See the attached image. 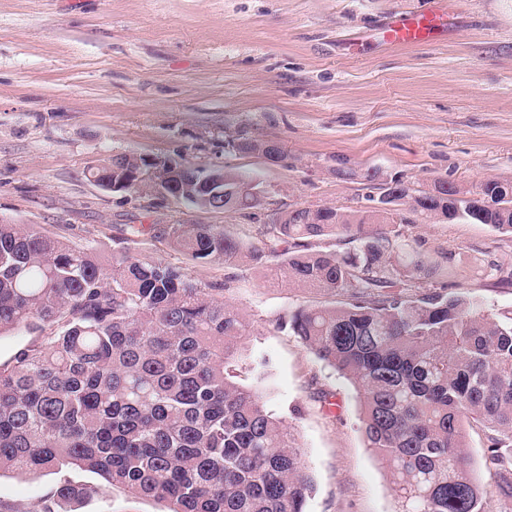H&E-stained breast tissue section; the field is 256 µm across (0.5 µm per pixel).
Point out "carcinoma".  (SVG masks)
<instances>
[{
    "instance_id": "obj_1",
    "label": "carcinoma",
    "mask_w": 512,
    "mask_h": 512,
    "mask_svg": "<svg viewBox=\"0 0 512 512\" xmlns=\"http://www.w3.org/2000/svg\"><path fill=\"white\" fill-rule=\"evenodd\" d=\"M226 146L284 159L264 142ZM141 164L116 155L98 180L134 192ZM175 165L178 178L151 190L213 209L257 203L229 169ZM510 187L488 178L458 208L448 203L455 186L420 189L413 212L512 236V200H501ZM405 224L390 211L319 206L286 214L257 243L207 224H167L157 236L194 262L341 297L299 307L279 328L355 385L368 448L403 512H489L465 424L487 430L494 493L512 501V308L447 293L465 255L434 260L418 240L406 248ZM22 326L44 335L0 364V473L80 469L103 480H61L44 512L116 485L167 512H305L312 484L301 448L262 393L230 375L250 324L183 268L129 252L106 262L1 219L0 336Z\"/></svg>"
}]
</instances>
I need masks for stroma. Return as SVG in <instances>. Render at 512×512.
<instances>
[{
  "mask_svg": "<svg viewBox=\"0 0 512 512\" xmlns=\"http://www.w3.org/2000/svg\"><path fill=\"white\" fill-rule=\"evenodd\" d=\"M433 0H0V218L35 225L102 259L131 251L183 267L223 291L251 333L236 380L259 386L287 420L314 482L305 512H400L387 469L367 446L357 390L278 318L323 294L269 286L257 272L195 263L152 226L210 224L258 241L296 207H370L372 171L414 184L512 181V0H454L447 40L384 43L392 17ZM278 143L286 159L226 148ZM135 152L228 168L256 186L248 210L210 211L112 192L89 167ZM142 227L134 242L129 226ZM430 256L469 260L454 292L512 308V237L483 224L416 223ZM60 477L0 474V512H41ZM73 512H164L120 487Z\"/></svg>",
  "mask_w": 512,
  "mask_h": 512,
  "instance_id": "1",
  "label": "stroma"
}]
</instances>
